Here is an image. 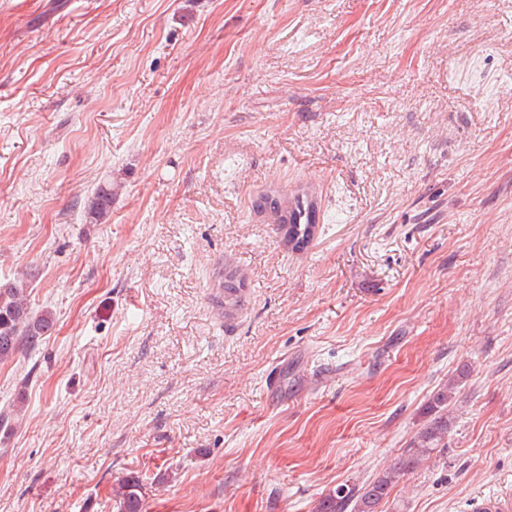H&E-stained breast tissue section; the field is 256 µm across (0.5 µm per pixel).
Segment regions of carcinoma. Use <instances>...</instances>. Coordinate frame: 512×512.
<instances>
[{"mask_svg":"<svg viewBox=\"0 0 512 512\" xmlns=\"http://www.w3.org/2000/svg\"><path fill=\"white\" fill-rule=\"evenodd\" d=\"M255 206L270 214L276 230L288 244L301 251L314 239L319 210L316 201L307 194L290 197L275 192L257 198ZM112 212V182L107 181L94 190L85 211L86 222L103 224ZM219 288L224 290V315L228 316L241 302L243 278L231 261L224 262V271L218 273ZM54 314L45 310L31 312L26 285L22 282L0 284V362L11 359L18 350L19 341L29 347L39 345L42 337L54 327ZM450 388L446 385L430 395L426 406L428 422L418 431L405 454L384 471L360 487H338L318 504L316 512H383L384 505L396 484L428 458L448 434V401ZM142 485L137 477L122 482L118 491V512H142Z\"/></svg>","mask_w":512,"mask_h":512,"instance_id":"obj_1","label":"carcinoma"}]
</instances>
